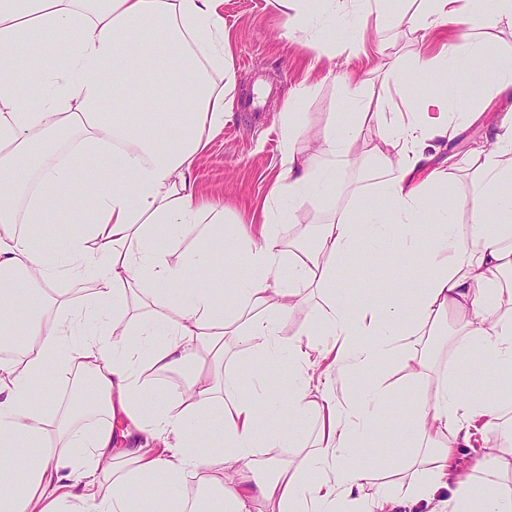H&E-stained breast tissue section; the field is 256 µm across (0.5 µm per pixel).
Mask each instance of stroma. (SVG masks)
<instances>
[{
  "instance_id": "stroma-1",
  "label": "stroma",
  "mask_w": 512,
  "mask_h": 512,
  "mask_svg": "<svg viewBox=\"0 0 512 512\" xmlns=\"http://www.w3.org/2000/svg\"><path fill=\"white\" fill-rule=\"evenodd\" d=\"M415 0H391L386 25H378L374 16L355 19L354 15L328 20L318 13L305 29H289L286 17L270 0H223L220 14L228 37V55L235 76V101L247 100L255 85L268 91L266 108L259 113L231 110L224 115V125L215 132L206 150L195 160L191 173L198 197L224 207L226 221L261 217L276 180L281 176L280 114L288 96L302 86H311L310 95L301 104L306 133L302 145L310 147L318 132L348 111L342 74L368 76V97H377L382 85L391 84L395 69H408L411 58L421 54L435 56L453 38V30L439 27L426 32L413 30L410 19ZM360 32L361 49L357 55L317 57L310 42L323 34L335 44L345 42L352 32ZM479 81L469 71L458 78L433 69L421 76L415 92L426 95L443 91L451 106L476 105L474 94ZM482 116L474 125L461 130L448 143V154L462 156L483 141L487 126L512 114V92L504 93L482 105ZM375 160L360 154L357 162L343 174V190L336 195L337 206L368 207L376 189ZM360 193L348 197L347 192ZM407 270L399 263L378 266L363 256L354 255L336 269L337 288L360 296L362 280L380 287L382 299L390 301L404 295ZM338 390L349 392L366 383L383 382L394 397L396 407L406 409L427 392L425 384L409 383L398 364L387 362L361 376L336 373Z\"/></svg>"
}]
</instances>
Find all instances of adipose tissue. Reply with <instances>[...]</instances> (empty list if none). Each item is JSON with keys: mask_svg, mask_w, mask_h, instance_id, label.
I'll use <instances>...</instances> for the list:
<instances>
[{"mask_svg": "<svg viewBox=\"0 0 512 512\" xmlns=\"http://www.w3.org/2000/svg\"><path fill=\"white\" fill-rule=\"evenodd\" d=\"M422 2L416 27L451 24L456 38L439 57L414 58L396 87L405 111L373 109L366 80L351 83L349 112L308 154L289 100L284 178L254 237L198 204L190 177L233 104L220 0H0V337L26 339L16 359H0V512H253L260 500L277 512H393L392 486L373 479L407 459L411 506L512 512L511 393L467 388L452 368L400 413L388 388L340 399L314 377L329 356L348 374L393 361L421 376L432 336L454 359L478 349L483 370L512 377V115L468 152L471 189L450 209L435 157L478 115L444 94L412 96L434 68L474 71L490 96L511 90L512 59L489 58L476 32L512 18V0ZM51 40L64 62L43 70L33 100L19 76ZM371 128L386 176L367 209L335 207ZM313 199L330 205L313 248L285 252L277 225ZM62 215L78 230L60 244L45 228ZM393 250L422 262L409 298L380 303L367 281L364 300L337 293V264L360 252L378 264ZM61 273L90 280L88 297L55 287ZM308 288L325 305L284 336ZM230 340L252 365L227 359ZM281 363L284 392L265 382ZM181 372V389L155 403L153 378ZM55 377L88 381L82 412L35 395V382ZM476 430L488 454L449 482ZM379 435L380 453L356 465ZM282 448L303 454L285 459Z\"/></svg>", "mask_w": 512, "mask_h": 512, "instance_id": "adipose-tissue-1", "label": "adipose tissue"}]
</instances>
